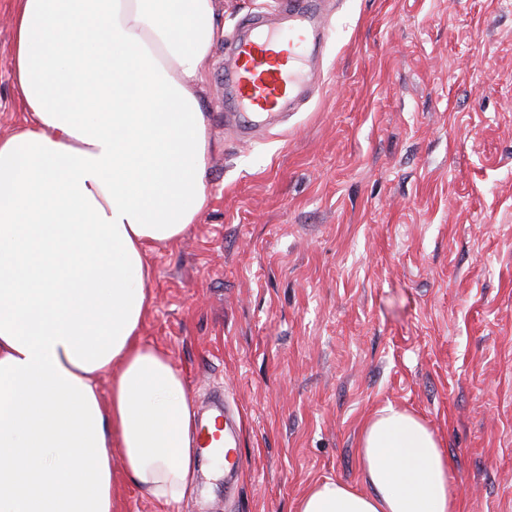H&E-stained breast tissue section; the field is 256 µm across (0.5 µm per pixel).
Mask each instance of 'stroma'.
Here are the masks:
<instances>
[{"label":"stroma","instance_id":"1","mask_svg":"<svg viewBox=\"0 0 512 512\" xmlns=\"http://www.w3.org/2000/svg\"><path fill=\"white\" fill-rule=\"evenodd\" d=\"M224 35L277 0H223ZM0 0V132L22 120ZM303 104L241 134L224 42L200 105L209 205L147 252L143 340L194 408L238 409L237 484L179 512H294L314 481L361 487L364 421L420 416L458 512H512V0H327Z\"/></svg>","mask_w":512,"mask_h":512}]
</instances>
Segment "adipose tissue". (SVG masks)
Here are the masks:
<instances>
[{
	"label": "adipose tissue",
	"instance_id": "adipose-tissue-1",
	"mask_svg": "<svg viewBox=\"0 0 512 512\" xmlns=\"http://www.w3.org/2000/svg\"><path fill=\"white\" fill-rule=\"evenodd\" d=\"M223 37L216 0H17L24 117L0 134V512H115L121 480L173 512L195 487L191 396L141 336L145 253L208 205L197 91ZM358 455L363 489L314 482L297 512H455L417 416L381 408Z\"/></svg>",
	"mask_w": 512,
	"mask_h": 512
}]
</instances>
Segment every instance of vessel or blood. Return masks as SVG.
I'll use <instances>...</instances> for the list:
<instances>
[{
  "instance_id": "obj_1",
  "label": "vessel or blood",
  "mask_w": 512,
  "mask_h": 512,
  "mask_svg": "<svg viewBox=\"0 0 512 512\" xmlns=\"http://www.w3.org/2000/svg\"><path fill=\"white\" fill-rule=\"evenodd\" d=\"M322 5L323 0H288L284 9L288 24L284 27L255 17L245 20V32L234 46V63L224 73L241 118L277 111L311 83L303 50L316 51L324 44ZM197 445L219 454L230 442L214 432L212 425H202Z\"/></svg>"
}]
</instances>
